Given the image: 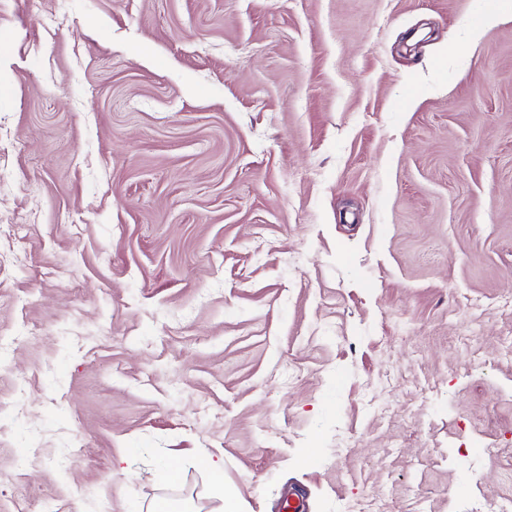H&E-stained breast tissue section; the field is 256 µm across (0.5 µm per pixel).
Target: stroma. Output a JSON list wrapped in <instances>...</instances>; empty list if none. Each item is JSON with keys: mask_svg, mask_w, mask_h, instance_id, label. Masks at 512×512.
<instances>
[{"mask_svg": "<svg viewBox=\"0 0 512 512\" xmlns=\"http://www.w3.org/2000/svg\"><path fill=\"white\" fill-rule=\"evenodd\" d=\"M488 2L0 0V512L512 500Z\"/></svg>", "mask_w": 512, "mask_h": 512, "instance_id": "1", "label": "stroma"}]
</instances>
